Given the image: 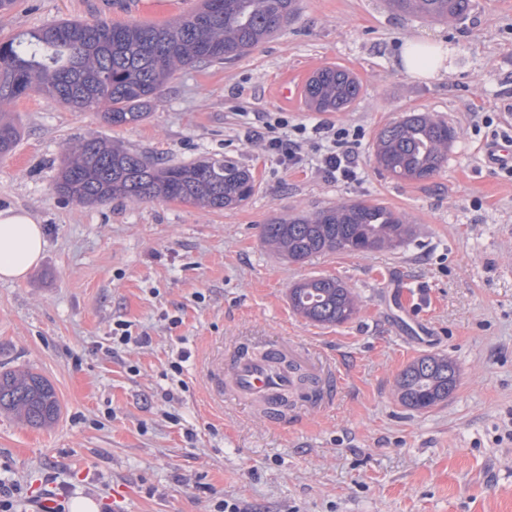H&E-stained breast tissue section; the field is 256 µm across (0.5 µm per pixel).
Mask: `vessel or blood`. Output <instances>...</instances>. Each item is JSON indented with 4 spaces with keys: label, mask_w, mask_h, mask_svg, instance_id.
I'll list each match as a JSON object with an SVG mask.
<instances>
[{
    "label": "vessel or blood",
    "mask_w": 512,
    "mask_h": 512,
    "mask_svg": "<svg viewBox=\"0 0 512 512\" xmlns=\"http://www.w3.org/2000/svg\"><path fill=\"white\" fill-rule=\"evenodd\" d=\"M212 391L264 415L272 424L287 426L294 415L279 404L293 395L302 405L330 401L337 393L340 374L333 361L311 360L301 347L283 344L257 356L242 347L229 353L225 365L211 372Z\"/></svg>",
    "instance_id": "obj_1"
}]
</instances>
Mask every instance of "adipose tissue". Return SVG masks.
Listing matches in <instances>:
<instances>
[{
    "mask_svg": "<svg viewBox=\"0 0 512 512\" xmlns=\"http://www.w3.org/2000/svg\"><path fill=\"white\" fill-rule=\"evenodd\" d=\"M446 51L424 39L406 40L400 66L412 77L429 78L445 69ZM46 247L44 228L25 210H0V281H20L38 264Z\"/></svg>",
    "mask_w": 512,
    "mask_h": 512,
    "instance_id": "1",
    "label": "adipose tissue"
}]
</instances>
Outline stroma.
<instances>
[{
  "instance_id": "1",
  "label": "stroma",
  "mask_w": 512,
  "mask_h": 512,
  "mask_svg": "<svg viewBox=\"0 0 512 512\" xmlns=\"http://www.w3.org/2000/svg\"><path fill=\"white\" fill-rule=\"evenodd\" d=\"M199 3L15 0L0 10V40L61 18L165 23ZM408 37L447 48V73L404 74ZM327 66L361 83L346 111L281 95L289 79ZM10 110L21 138L0 157V209L29 212L47 246L24 280L0 281V371L41 374L60 412L40 428L0 413L1 479L34 495L51 473L71 496L115 512H211L221 500L244 512H512V442L500 438L512 422V175L485 160L491 142H512V0H471L456 22L401 15L388 0H298L296 15L241 58L176 72L139 123L114 127L37 94ZM268 112L355 131L360 180L282 166L246 136ZM409 112L460 132L427 180L392 178L376 161L378 132ZM90 136L150 160L232 158L255 191L220 210L82 204L54 183L66 146ZM351 200L404 214L414 238L303 263L262 239L274 217ZM321 276L352 289L351 321L314 324L293 310L291 288ZM119 320L148 343L114 344ZM237 339L334 358V405L301 408L278 428L243 405L213 403L206 366ZM183 350L177 374L170 363ZM433 354L456 365L457 386L429 410L410 409L398 377Z\"/></svg>"
}]
</instances>
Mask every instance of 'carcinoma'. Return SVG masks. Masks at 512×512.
I'll return each instance as SVG.
<instances>
[{"label":"carcinoma","instance_id":"1","mask_svg":"<svg viewBox=\"0 0 512 512\" xmlns=\"http://www.w3.org/2000/svg\"><path fill=\"white\" fill-rule=\"evenodd\" d=\"M403 13L450 22L462 19L470 0H391ZM297 11V0H201L187 17L167 24H110L61 20L0 42V156L18 141L14 119L1 108L30 93H44L77 110L101 109L113 126L142 121L150 102L179 69L222 63L257 46ZM359 80L337 66L307 82L305 96L320 112H339L360 94ZM457 128L425 113H413L383 128L376 159L387 174L429 178L448 158ZM58 194L80 203L119 195L134 201L165 199L222 209L255 190L247 169L233 159L191 164H149L138 154L89 137L67 148L55 183ZM413 228L404 217L375 202H342L314 215L277 217L262 225L264 242L291 262L326 251L366 254L396 249ZM293 309L320 324H344L358 313L357 301L333 277L311 278L290 290ZM457 369L445 356L426 355L409 364L397 381L400 402L415 410L448 399ZM52 386L27 372H0V411L31 427L58 413Z\"/></svg>","mask_w":512,"mask_h":512}]
</instances>
